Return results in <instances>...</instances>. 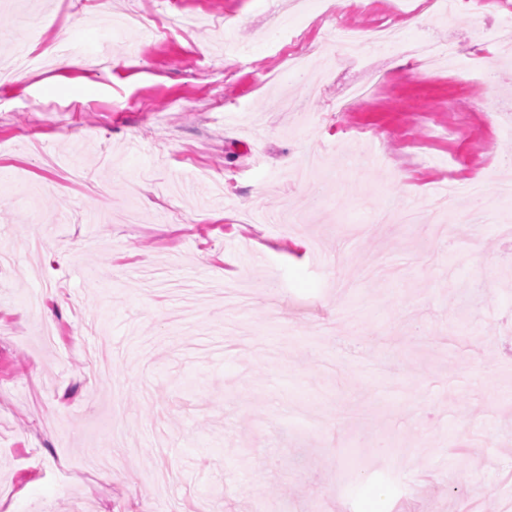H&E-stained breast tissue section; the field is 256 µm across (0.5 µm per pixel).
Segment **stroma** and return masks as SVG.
<instances>
[{
	"instance_id": "obj_1",
	"label": "stroma",
	"mask_w": 512,
	"mask_h": 512,
	"mask_svg": "<svg viewBox=\"0 0 512 512\" xmlns=\"http://www.w3.org/2000/svg\"><path fill=\"white\" fill-rule=\"evenodd\" d=\"M32 2L0 8V57L88 54L0 82V512H505L512 199L463 224L454 198L444 236L374 219L506 159L484 7L415 0L401 49L354 60L321 26L374 31L396 0H109L173 24L104 55L102 0ZM426 42L466 69L422 66ZM308 152L333 167L316 196Z\"/></svg>"
}]
</instances>
